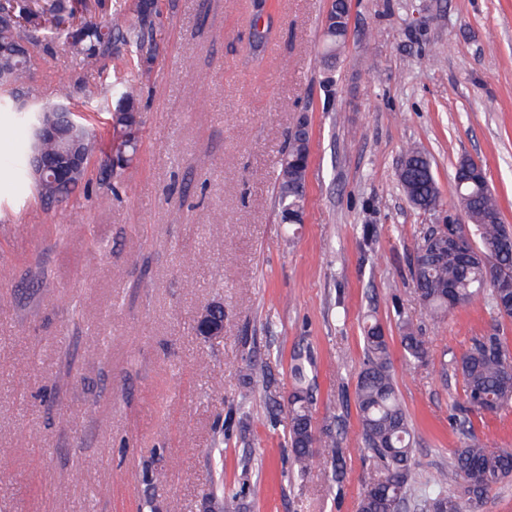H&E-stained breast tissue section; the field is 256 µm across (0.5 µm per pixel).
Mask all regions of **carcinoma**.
I'll use <instances>...</instances> for the list:
<instances>
[{
    "mask_svg": "<svg viewBox=\"0 0 512 512\" xmlns=\"http://www.w3.org/2000/svg\"><path fill=\"white\" fill-rule=\"evenodd\" d=\"M105 7L96 0L79 29L72 20L75 6L71 0H4L0 8L20 16L17 26L0 27V71L9 74L11 83L0 82V103L13 101L11 84L24 83L34 60L19 59L13 54L14 45L33 40V34L43 30L49 44L63 46L80 65L94 69L112 52L124 47L144 55L151 52L150 15L135 8L134 18L116 11L109 21L96 22L92 13ZM118 104L111 113L110 129L105 148L111 149L116 134L125 132L124 112H137L138 81L131 74L120 83ZM293 134L288 144L287 159L283 160L277 185L280 210L291 208L303 214L304 195L288 192V160L306 158L309 154V132ZM405 168L399 182L410 203L426 205L442 202L438 183L429 157L418 148L404 154ZM25 172L32 178L36 193L47 204H69L71 197L85 181L81 173L72 182L56 185L32 176L30 162ZM455 193L468 222L474 228L472 254L464 258L453 249L439 253L434 232L428 231L418 245L412 262V279L420 304L433 318H442L454 308L477 298H484L489 310L500 317H512L498 283L512 279V229L503 221L500 206L483 180L466 177L465 163L459 161L454 175ZM400 342L406 360L414 364L427 356L428 342L421 330L409 321L401 322ZM364 355L354 391V401L362 431L363 447L377 463L375 477L360 494L357 512H398L408 503L429 507L431 512H479L489 492L512 477V448L492 451L475 434L471 416L496 412L512 405V352L495 330L469 338L458 367L464 380V395L456 408L460 415L459 430L463 436L453 461L446 469L431 475L424 489L416 494L410 479L414 462L415 440L408 414L396 388L389 345L377 323L364 326ZM299 387L288 399V435L295 465L305 472L313 457V449L336 463H341L343 450L340 434L326 430L320 434L312 427V400L301 387L304 370L293 366Z\"/></svg>",
    "mask_w": 512,
    "mask_h": 512,
    "instance_id": "1",
    "label": "carcinoma"
}]
</instances>
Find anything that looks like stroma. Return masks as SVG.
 I'll return each instance as SVG.
<instances>
[{"label": "stroma", "instance_id": "obj_1", "mask_svg": "<svg viewBox=\"0 0 512 512\" xmlns=\"http://www.w3.org/2000/svg\"><path fill=\"white\" fill-rule=\"evenodd\" d=\"M331 0H157L150 63L86 69L62 46L34 44L26 90L83 110L114 109L139 76V151L117 190L46 205L20 178L31 135L0 112V512H204L238 494L243 512H356L371 463L354 403L363 327L379 323L416 437L413 482L446 467L462 437L455 362L470 336L512 318L483 300L441 322L422 310L411 262L426 231L460 218L453 177L482 164L512 226V0H350L331 85L321 31ZM308 120L303 219L276 195L293 126ZM424 149L442 192L414 208L398 172ZM99 247L94 268L85 253ZM224 304L223 336L194 331ZM429 340L407 364L399 324ZM308 355L313 428H341L345 479L315 456L291 466L288 396ZM277 402H245L252 367ZM492 450L512 448V408L472 418ZM167 479L150 481L152 471Z\"/></svg>", "mask_w": 512, "mask_h": 512}]
</instances>
